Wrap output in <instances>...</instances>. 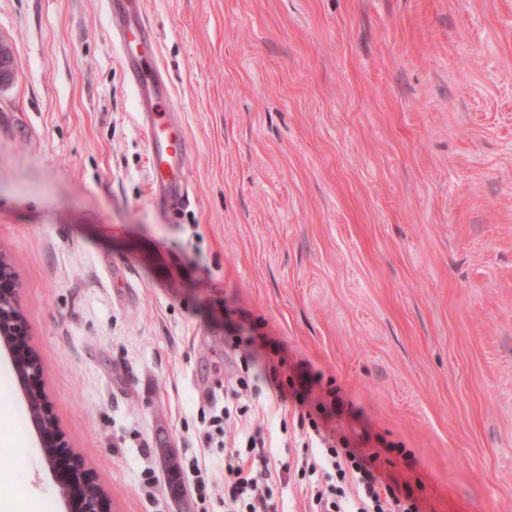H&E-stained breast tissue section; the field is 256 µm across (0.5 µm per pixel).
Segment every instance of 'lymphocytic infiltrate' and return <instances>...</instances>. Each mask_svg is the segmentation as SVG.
I'll use <instances>...</instances> for the list:
<instances>
[{
	"label": "lymphocytic infiltrate",
	"mask_w": 512,
	"mask_h": 512,
	"mask_svg": "<svg viewBox=\"0 0 512 512\" xmlns=\"http://www.w3.org/2000/svg\"><path fill=\"white\" fill-rule=\"evenodd\" d=\"M228 342L238 350L243 373L231 386L234 406L207 402L199 407L197 417L218 434L235 431L245 447L224 456V512H276L269 482L278 467L272 449L264 437V427L244 420L257 393L254 368L266 358L267 339L263 336H232ZM309 443L318 455L303 459L302 473L308 474L306 493L311 512H420L416 500L404 494L398 483L378 471L379 451L372 447L352 448L335 427L311 422ZM333 467L342 486L337 491L324 489L316 474Z\"/></svg>",
	"instance_id": "1"
}]
</instances>
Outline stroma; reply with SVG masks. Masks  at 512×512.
<instances>
[{"label":"stroma","mask_w":512,"mask_h":512,"mask_svg":"<svg viewBox=\"0 0 512 512\" xmlns=\"http://www.w3.org/2000/svg\"><path fill=\"white\" fill-rule=\"evenodd\" d=\"M195 201L164 213L102 0H0V249L54 414L112 512H224L166 485L230 326L308 360L421 512H512V0H143ZM0 347V490L65 512ZM275 453L302 447L273 418Z\"/></svg>","instance_id":"obj_1"}]
</instances>
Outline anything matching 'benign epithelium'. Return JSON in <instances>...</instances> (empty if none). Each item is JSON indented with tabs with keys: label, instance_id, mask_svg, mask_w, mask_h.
<instances>
[{
	"label": "benign epithelium",
	"instance_id": "obj_1",
	"mask_svg": "<svg viewBox=\"0 0 512 512\" xmlns=\"http://www.w3.org/2000/svg\"><path fill=\"white\" fill-rule=\"evenodd\" d=\"M3 295L10 296L13 306L19 305L15 272L9 261L0 256V297ZM7 330L24 340V343L19 346L9 348L13 363L16 364L29 352V347L25 344V341L29 340L25 330V320L16 311L0 310V335H4ZM21 376L30 390L41 394L43 411L50 418V422L47 424L36 417L32 418V421L42 446L56 449V452L45 455V462L54 474L56 485L62 487L68 485L75 480V475L79 471L85 472V478L97 481L94 473L86 469L81 458L70 447L65 432L57 422L49 396L44 393L41 383L42 368L36 366L21 372ZM65 504L67 512H111L106 492L102 488L95 489V496L92 500L86 496L74 497L65 500Z\"/></svg>",
	"mask_w": 512,
	"mask_h": 512
}]
</instances>
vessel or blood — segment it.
Here are the masks:
<instances>
[{"label":"vessel or blood","mask_w":512,"mask_h":512,"mask_svg":"<svg viewBox=\"0 0 512 512\" xmlns=\"http://www.w3.org/2000/svg\"><path fill=\"white\" fill-rule=\"evenodd\" d=\"M108 32L135 94L151 168V202L174 212L190 205L185 178L192 146L183 107L160 60L154 28L142 17V0H103Z\"/></svg>","instance_id":"1"}]
</instances>
